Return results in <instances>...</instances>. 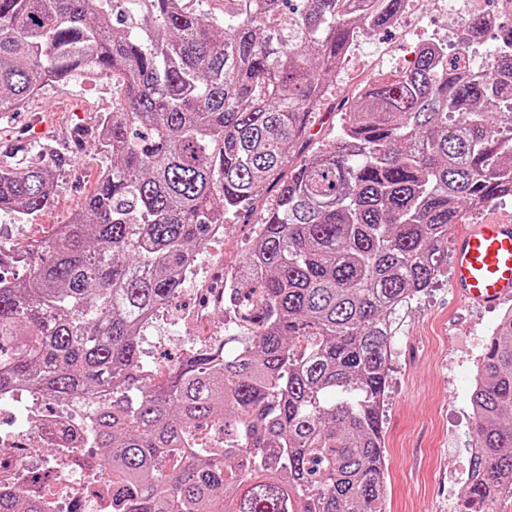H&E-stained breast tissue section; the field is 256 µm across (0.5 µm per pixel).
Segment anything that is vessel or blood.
<instances>
[{
    "instance_id": "1",
    "label": "vessel or blood",
    "mask_w": 512,
    "mask_h": 512,
    "mask_svg": "<svg viewBox=\"0 0 512 512\" xmlns=\"http://www.w3.org/2000/svg\"><path fill=\"white\" fill-rule=\"evenodd\" d=\"M453 294L494 307L512 299V221L497 217L469 225L451 242Z\"/></svg>"
}]
</instances>
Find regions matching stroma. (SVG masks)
Returning <instances> with one entry per match:
<instances>
[{"instance_id": "1", "label": "stroma", "mask_w": 512, "mask_h": 512, "mask_svg": "<svg viewBox=\"0 0 512 512\" xmlns=\"http://www.w3.org/2000/svg\"><path fill=\"white\" fill-rule=\"evenodd\" d=\"M454 27L453 17L440 10L410 8L397 27L361 35L332 77L333 96L346 99L375 74H396L414 60L418 36L442 39ZM117 92L111 79L81 74L43 87L27 108L0 115V150L13 149L16 161L28 157L27 121L32 113L40 114L46 126L43 142L72 160L43 212L29 218L0 212L1 247L14 249L43 239L81 208L106 166L96 147V130ZM260 220V211L242 213L226 225L223 242L207 243L197 287H184L144 332L146 362L223 338L222 307L209 306L204 318H194L193 313L203 305V291L215 273L233 268L247 256ZM450 273L449 266H442L430 288L413 301L395 338L383 407L386 512H458L464 503L476 362L502 309L480 308L455 298Z\"/></svg>"}]
</instances>
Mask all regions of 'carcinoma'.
<instances>
[{"label":"carcinoma","instance_id":"cac0c4a2","mask_svg":"<svg viewBox=\"0 0 512 512\" xmlns=\"http://www.w3.org/2000/svg\"><path fill=\"white\" fill-rule=\"evenodd\" d=\"M123 1L143 22L117 30ZM197 1L0 0V113L89 70L120 88L83 208L15 250L27 278H0V394L86 402L112 512H385L395 313L438 275L471 205L512 196V18L485 70L422 46L311 149L339 63L405 0ZM485 34L473 18L463 51ZM70 163L0 165V212H42ZM259 205L224 289L240 342L147 366L141 332L212 226ZM471 405L466 502L488 508L512 491V310ZM0 512L52 510L33 479L0 491Z\"/></svg>","mask_w":512,"mask_h":512}]
</instances>
